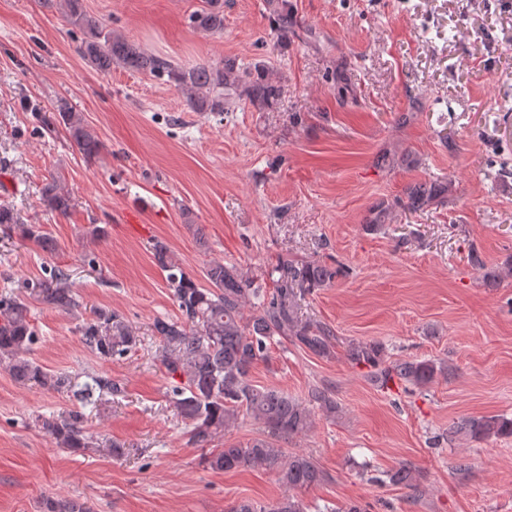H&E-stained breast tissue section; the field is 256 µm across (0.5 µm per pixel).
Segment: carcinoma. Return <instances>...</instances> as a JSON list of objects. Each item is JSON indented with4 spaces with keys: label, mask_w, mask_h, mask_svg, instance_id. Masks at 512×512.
Returning a JSON list of instances; mask_svg holds the SVG:
<instances>
[{
    "label": "carcinoma",
    "mask_w": 512,
    "mask_h": 512,
    "mask_svg": "<svg viewBox=\"0 0 512 512\" xmlns=\"http://www.w3.org/2000/svg\"><path fill=\"white\" fill-rule=\"evenodd\" d=\"M70 24L82 33L79 53L91 67L108 72L112 65L168 78L186 94L189 107L196 112H223L224 92L237 91L258 107L276 97L277 90L269 82L253 80L250 72L233 61L218 66L196 64L183 66L170 59L149 55L124 37L106 29L99 19L87 13L83 0H61ZM208 8L192 15V25L212 33H224V4L207 0ZM293 24L287 0L275 4L271 11V30L280 38L288 37ZM57 121L67 137L86 158L97 156L102 142L81 113L64 100L57 101ZM448 193V184L432 181L409 186L404 195L391 203H383L372 212L365 230L381 229L394 208L419 211ZM44 204L52 211L65 214L70 197L55 180L48 181L42 191ZM0 226L7 233L37 242L43 250L53 248L52 240L35 224H25L14 209L0 206ZM153 256L167 272L166 282L180 317H157L152 331L159 340L161 362L172 379L167 397L189 427L190 442L200 448L209 446L218 434L234 426L240 415L252 417L262 433L245 442H232L205 457L208 468L232 471L239 468L274 470L285 489L284 495L271 506L244 500L230 512H305L297 492L322 483L325 472L313 457L294 453L288 456L277 442L305 434L313 426L312 410L320 409L331 417L337 404L327 388H314L309 400L299 401L288 394L260 388L250 378L251 369L265 357L268 345L275 339L289 340L303 350L318 356L333 353L334 331L320 322L302 318L297 298L326 288L342 275L343 269L320 261L295 262L280 260L256 277L222 261L211 262L204 270L206 285L198 284L182 268L164 242L153 243ZM473 266L483 271L486 286L496 287L504 278L503 271L487 267L477 251L470 254ZM272 281L268 291L258 279ZM24 293L33 300L61 310L82 307L70 284V274L62 268L49 271L45 277L25 283ZM252 313L245 315V309ZM31 309L12 293L0 294V364L8 368L20 384L66 391L77 403L64 415L42 419V428L62 448L79 452L88 447L84 409L94 405L98 396L118 395L123 387L106 375L92 374L78 383L67 376H54L27 357L36 335L30 323ZM78 333L83 345L103 360L124 356L137 348L140 339L133 327L117 311L100 307L92 318L82 322ZM346 356L356 366L369 368L368 377L385 387L400 383L423 388L434 382L440 371L432 360L384 361L383 346L376 341L348 344ZM472 439L512 436V418L504 416H471L456 426ZM43 512H86L74 500L47 499Z\"/></svg>",
    "instance_id": "cac0c4a2"
}]
</instances>
